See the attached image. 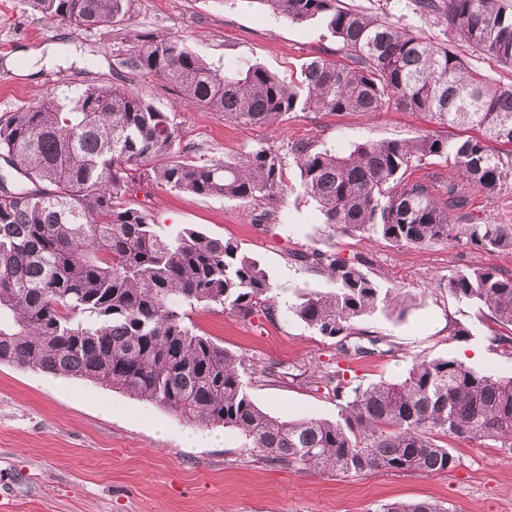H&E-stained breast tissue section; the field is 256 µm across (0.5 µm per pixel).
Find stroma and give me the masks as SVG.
<instances>
[{
	"instance_id": "35a3bbf8",
	"label": "stroma",
	"mask_w": 512,
	"mask_h": 512,
	"mask_svg": "<svg viewBox=\"0 0 512 512\" xmlns=\"http://www.w3.org/2000/svg\"><path fill=\"white\" fill-rule=\"evenodd\" d=\"M343 4L448 44L491 82L512 85V66L460 41L443 17L416 15L413 0ZM132 30L179 38L219 69L258 63L285 79L310 57H345L319 22H291L254 0H132L122 24L79 35L66 22L33 12L24 0H0V116L87 84L120 83L169 112L181 146L199 162L231 159L257 146L284 153L301 141L346 154L365 140L426 134L454 140L465 134L393 106L372 114L298 110L264 126L228 123L221 113L177 104L175 91L154 75L122 67L132 50ZM40 48L50 54V64L18 58L16 69L3 65L16 51ZM284 182L280 199L255 208L172 192L146 180L127 195L162 232L196 227L235 240L269 272L272 315L242 318L219 306L190 315L200 331L244 358V379L263 410L281 418L335 419V399L313 382L319 370L335 366L345 368L356 385L400 380L418 355L452 357L512 377V328L493 322L483 304L459 301L435 286L436 280L473 269L512 275V250L395 247L377 237L335 233L305 193L295 164H287ZM467 213L478 223L512 224V178L496 194L473 192ZM312 248L361 258L364 272L381 287L416 297L404 317L379 311L364 324L385 337L389 352L350 356L338 339L315 334L290 313L303 292L332 287L324 275L296 261V254ZM456 322L470 328L469 338L451 336ZM190 430L144 400L0 363V512H371L385 501L423 498L449 512H512V450L505 448L455 441L458 463L445 473L346 477L266 466L243 447L237 432L221 427L200 429L198 446L187 448L183 437Z\"/></svg>"
}]
</instances>
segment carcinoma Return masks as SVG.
I'll list each match as a JSON object with an SVG mask.
<instances>
[{
  "label": "carcinoma",
  "mask_w": 512,
  "mask_h": 512,
  "mask_svg": "<svg viewBox=\"0 0 512 512\" xmlns=\"http://www.w3.org/2000/svg\"><path fill=\"white\" fill-rule=\"evenodd\" d=\"M132 0H27L48 19L88 32L125 21ZM292 22L319 20L350 62L313 56L286 81L259 64L213 68L182 41L135 36L127 68L172 86L181 101L242 125H266L297 109L380 112L394 105L436 123L474 129L448 141L368 140L349 154L291 148L323 223L396 247L443 243L512 249V224H458L473 190L494 194L512 176V86H496L435 44L340 0H258ZM491 59L512 64V11L498 0H414ZM168 113L119 86L88 85L0 117V363L71 376L145 400L188 424L237 432L257 459L282 469L440 474L457 465L448 440L512 449V377L454 358L413 359L399 381L349 385L326 370L335 420H283L252 399L244 361L196 331L189 313L219 305L249 318L271 314L272 279L231 240L185 228L163 235L128 207L138 177L171 191L262 205L284 192L285 156L259 147L231 160L186 156ZM439 159L444 178L409 176ZM334 284L290 307L315 333L341 338L360 358L380 338L360 324L378 311L405 313L411 298L361 268L314 249L298 254ZM448 292L484 304L512 327V276L492 269L448 277ZM373 512H448L431 500L378 504Z\"/></svg>",
  "instance_id": "1"
}]
</instances>
